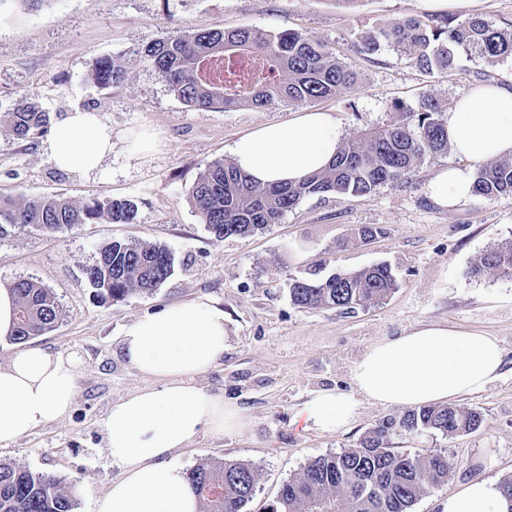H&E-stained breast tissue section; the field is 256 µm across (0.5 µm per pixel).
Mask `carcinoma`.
<instances>
[{
  "instance_id": "carcinoma-1",
  "label": "carcinoma",
  "mask_w": 512,
  "mask_h": 512,
  "mask_svg": "<svg viewBox=\"0 0 512 512\" xmlns=\"http://www.w3.org/2000/svg\"><path fill=\"white\" fill-rule=\"evenodd\" d=\"M384 42L429 74L451 69L460 50L491 63L512 57V30L499 29L482 18L454 25L447 18L427 23L409 17L361 32L358 47L364 54H374ZM142 54L174 95L198 110L259 109L275 99L299 106L357 84V75L323 44L293 30L276 34L252 28L187 31L152 42ZM125 77L123 65L112 56L98 60L93 69V80L101 88L117 86ZM449 108L450 102L432 96L416 111L397 105L390 122L341 144L328 168L288 186L256 185L234 164L213 161L194 183L193 204L214 238L222 241L279 223L310 195L368 194L397 181L426 156L448 152L445 114ZM48 123V112L28 98L0 114V125L18 140L42 133ZM472 192L485 198L511 196L512 159L481 166ZM136 213L137 207L127 200L77 204L46 196L19 203L1 195L0 240L17 227L53 234L104 215L114 224H130ZM172 269L173 256L163 247L114 241L100 249L87 277L99 301L117 302L154 291ZM487 270L512 274L511 243L486 253L472 273L480 276ZM11 288L17 297L11 342L24 344L60 321L62 309L50 289L24 278ZM395 288L396 276L386 262L289 282L295 306L346 312L378 303ZM481 421L475 410L448 404L413 409L395 424L409 432L434 430L453 436L476 429ZM395 424L370 430L352 448L311 460L299 478L284 484L268 512H412L424 493L448 479L450 466L442 453L411 455L390 448L386 434ZM188 480L204 512H243L256 491L255 470L233 460L201 464L188 471ZM75 508V497L60 480L0 460V512H74Z\"/></svg>"
}]
</instances>
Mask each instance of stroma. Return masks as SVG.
Instances as JSON below:
<instances>
[{"label":"stroma","mask_w":512,"mask_h":512,"mask_svg":"<svg viewBox=\"0 0 512 512\" xmlns=\"http://www.w3.org/2000/svg\"><path fill=\"white\" fill-rule=\"evenodd\" d=\"M438 14L424 0H0V113L27 95L51 122L80 109L100 113L112 128L102 177L56 169L48 134L21 142L0 129V195L59 194L78 204L112 197L137 207L130 224L103 217L50 236L17 229L0 240V286L37 281L63 309L56 327L33 345L77 360V393L67 415L0 449V460L82 487L76 512H96L97 500L122 477L105 448L111 406L149 384L125 361L122 330L143 314L202 297L223 306L229 336L218 367L197 383L237 406L250 425L236 435L202 432L173 460L187 470L207 461L252 464L257 487L244 512H265L311 459L354 447L382 420L403 417L404 408L364 399L348 426L320 433L296 414L314 391L351 390L352 367L369 346L422 323L493 336L504 360L496 381L460 398L481 414L477 429L450 437L390 430L395 450L442 451L450 462L447 481L419 498L412 512H440V502L461 483L512 475V277L471 274L487 251L512 242V196L472 195L453 208L439 206L427 185L439 170L458 165L448 152L427 156L398 183L369 194L308 196L261 232L215 240L192 204L200 173L215 160L231 161L241 135L288 123L298 108L276 100L261 109L196 110L142 57L152 41L190 30L300 31L358 73L356 90L309 105L332 114L345 142L389 122L398 103L414 109L429 95L454 101L489 84L512 88V58L492 64L462 52L453 70L428 74L387 46L367 57L356 51L361 31ZM443 14L456 24L480 16L512 28V0H453ZM104 56L124 65L121 85L94 84V64ZM147 129L157 143L145 154L137 138ZM364 224L384 225L388 233L360 242L355 231ZM114 241L166 248L173 274L153 292L98 302L86 270ZM383 261L397 286L381 302L342 313L301 309L290 299V279Z\"/></svg>","instance_id":"1"}]
</instances>
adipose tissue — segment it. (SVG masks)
I'll return each instance as SVG.
<instances>
[{"mask_svg":"<svg viewBox=\"0 0 512 512\" xmlns=\"http://www.w3.org/2000/svg\"><path fill=\"white\" fill-rule=\"evenodd\" d=\"M448 140L463 160L512 155V90L487 85L459 98L448 119ZM340 132L330 113L308 111L288 124H264L238 138L233 161L254 182L296 181L325 168ZM112 153V128L99 113L76 110L53 129L48 154L63 170L99 175ZM472 179L447 168L428 185L448 208L470 195ZM228 334L223 308L194 298L136 318L121 337L128 364L148 387L114 403L106 422V448L123 477L99 500L97 512H199L184 468L173 463L202 431H244L240 410L199 386V377L224 357ZM503 349L492 337L444 323L419 325L370 346L352 370L353 389H322L301 409L306 425L331 433L352 422L360 399L405 408L445 403L485 389L500 375ZM76 361L38 347L15 351L0 364V447L60 419L76 394ZM442 512H512L493 479L461 485Z\"/></svg>","mask_w":512,"mask_h":512,"instance_id":"adipose-tissue-1","label":"adipose tissue"}]
</instances>
